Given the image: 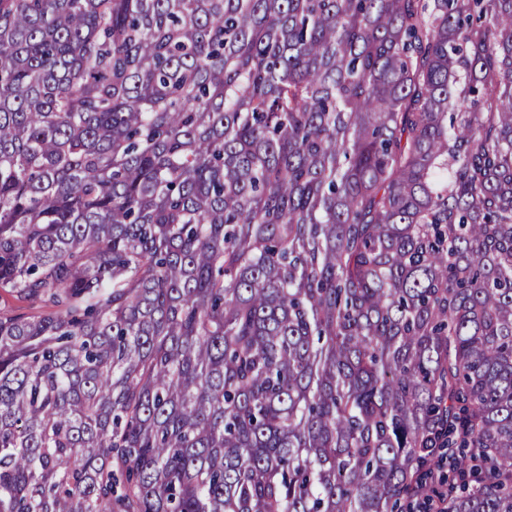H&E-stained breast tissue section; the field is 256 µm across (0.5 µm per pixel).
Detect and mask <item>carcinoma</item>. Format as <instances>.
Masks as SVG:
<instances>
[{
    "mask_svg": "<svg viewBox=\"0 0 512 512\" xmlns=\"http://www.w3.org/2000/svg\"><path fill=\"white\" fill-rule=\"evenodd\" d=\"M0 512H512V0H0Z\"/></svg>",
    "mask_w": 512,
    "mask_h": 512,
    "instance_id": "cac0c4a2",
    "label": "carcinoma"
}]
</instances>
